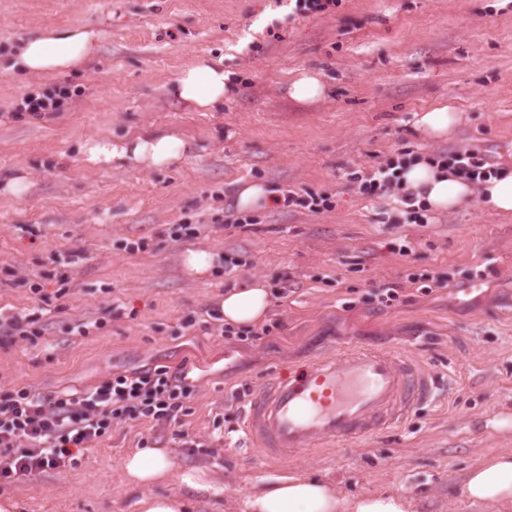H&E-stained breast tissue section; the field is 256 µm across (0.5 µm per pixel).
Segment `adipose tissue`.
I'll return each instance as SVG.
<instances>
[{"mask_svg":"<svg viewBox=\"0 0 512 512\" xmlns=\"http://www.w3.org/2000/svg\"><path fill=\"white\" fill-rule=\"evenodd\" d=\"M98 35L82 27L40 29L28 34L14 56L12 67L27 76H47L81 69L96 51ZM170 90L178 99L207 112L223 104L232 86L224 72L223 59L202 58L183 69ZM187 142L165 127L151 128L133 138L112 141L91 139L82 152L86 162L114 165L132 170L161 169L182 158ZM398 174L403 186L412 191L417 204L437 212H453L466 206L473 194L497 213L512 214V168L487 177L480 186L444 170L435 162L418 158L405 164ZM272 301L270 288L256 280L243 288L225 292L221 310L225 322L253 327L265 317ZM125 482L143 490L140 512H185L187 502L178 495L154 496L147 487L173 480L201 494L214 492L215 485L205 469H176L164 448H139L122 463ZM462 496L474 504L512 507V451H501L480 460L461 484ZM248 512H410L411 502L391 492L370 493L347 500L340 498L323 479L297 474L279 477L255 488L248 498Z\"/></svg>","mask_w":512,"mask_h":512,"instance_id":"1","label":"adipose tissue"}]
</instances>
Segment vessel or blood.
I'll use <instances>...</instances> for the list:
<instances>
[{"label": "vessel or blood", "mask_w": 512, "mask_h": 512, "mask_svg": "<svg viewBox=\"0 0 512 512\" xmlns=\"http://www.w3.org/2000/svg\"><path fill=\"white\" fill-rule=\"evenodd\" d=\"M434 393L431 375L386 347L344 348L280 372L250 392L246 437L267 458L353 443L405 422Z\"/></svg>", "instance_id": "obj_1"}]
</instances>
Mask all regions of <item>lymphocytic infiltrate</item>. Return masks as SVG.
<instances>
[{"instance_id": "1", "label": "lymphocytic infiltrate", "mask_w": 512, "mask_h": 512, "mask_svg": "<svg viewBox=\"0 0 512 512\" xmlns=\"http://www.w3.org/2000/svg\"><path fill=\"white\" fill-rule=\"evenodd\" d=\"M360 189L370 196L398 197L411 218L419 216L390 166L379 167ZM192 392L183 368L165 365L116 374L80 394L43 395L19 388L0 398V478L64 467L116 420H178Z\"/></svg>"}]
</instances>
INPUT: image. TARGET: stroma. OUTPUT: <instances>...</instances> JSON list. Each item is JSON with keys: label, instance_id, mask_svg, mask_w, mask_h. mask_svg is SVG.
<instances>
[{"label": "stroma", "instance_id": "stroma-1", "mask_svg": "<svg viewBox=\"0 0 512 512\" xmlns=\"http://www.w3.org/2000/svg\"><path fill=\"white\" fill-rule=\"evenodd\" d=\"M80 25L102 33L80 72L0 69V175L30 176L23 197L0 194V312L44 329L0 338V395L83 392L156 365L183 366L195 390L180 423L114 421L75 463L0 481V497L19 512H139L122 462L154 446L177 469L211 472L214 495L151 486L183 496L188 512H246L255 485L298 473L345 498L404 494L412 512H488L459 487L483 457L512 451V216L475 198L404 224L394 199L359 185L405 154L472 150L512 167V0H340L309 14L293 0H0V58L31 30ZM207 56L223 57L237 89L201 112L168 86ZM303 69L321 73L324 97L288 98ZM61 87L59 111H20L24 97ZM443 101L464 122L420 139L417 115ZM160 125L192 145L166 168H98L81 153L88 139ZM254 181L332 207L273 203L250 212L249 227L225 226L236 187ZM184 224L200 235H182ZM191 249L212 256L209 273L187 270ZM54 252L64 264L50 263ZM63 277L67 308L47 311ZM260 277L273 296L265 334H221L208 310ZM391 283L398 299L378 306ZM380 344L426 367L432 401L353 446L277 466L251 450L237 392L317 354Z\"/></svg>", "mask_w": 512, "mask_h": 512}]
</instances>
